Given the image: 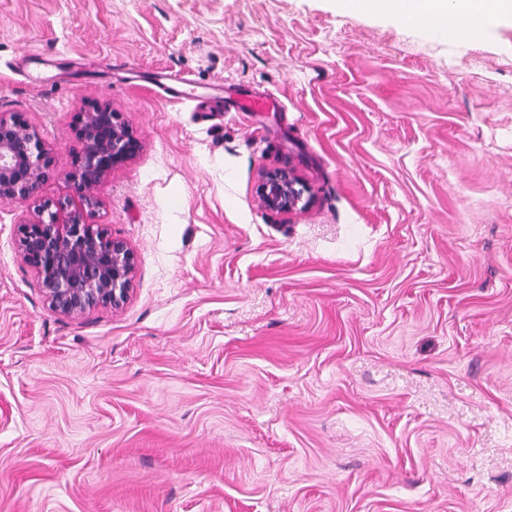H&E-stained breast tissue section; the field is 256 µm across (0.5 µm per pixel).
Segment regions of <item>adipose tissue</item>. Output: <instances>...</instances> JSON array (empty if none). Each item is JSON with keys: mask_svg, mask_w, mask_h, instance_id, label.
I'll return each mask as SVG.
<instances>
[{"mask_svg": "<svg viewBox=\"0 0 512 512\" xmlns=\"http://www.w3.org/2000/svg\"><path fill=\"white\" fill-rule=\"evenodd\" d=\"M350 12L376 11L423 24L454 37L488 38L504 18H512V0H342Z\"/></svg>", "mask_w": 512, "mask_h": 512, "instance_id": "adipose-tissue-1", "label": "adipose tissue"}]
</instances>
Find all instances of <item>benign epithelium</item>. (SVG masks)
<instances>
[{
    "mask_svg": "<svg viewBox=\"0 0 512 512\" xmlns=\"http://www.w3.org/2000/svg\"><path fill=\"white\" fill-rule=\"evenodd\" d=\"M78 148L66 174L70 194L43 201L42 186L57 176L48 150L19 112L0 113V199L33 204L17 225L22 260L37 274L49 308L80 317L98 306L120 308L135 277L133 250L90 218L100 207L94 187L141 150V143L110 104L90 102L75 115ZM290 170L262 174L258 197L271 211L304 210L310 198Z\"/></svg>",
    "mask_w": 512,
    "mask_h": 512,
    "instance_id": "1",
    "label": "benign epithelium"
}]
</instances>
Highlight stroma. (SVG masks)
<instances>
[{"instance_id":"stroma-1","label":"stroma","mask_w":512,"mask_h":512,"mask_svg":"<svg viewBox=\"0 0 512 512\" xmlns=\"http://www.w3.org/2000/svg\"><path fill=\"white\" fill-rule=\"evenodd\" d=\"M92 100L141 143L93 190L135 278L53 312L28 206L0 200V512H512L511 24L0 0V113L53 159L41 200ZM288 168L312 202L269 211ZM305 192L308 190L295 173L285 169L263 173L258 185V197L262 205L267 210L284 214L304 210L309 206L310 197L304 198Z\"/></svg>"}]
</instances>
